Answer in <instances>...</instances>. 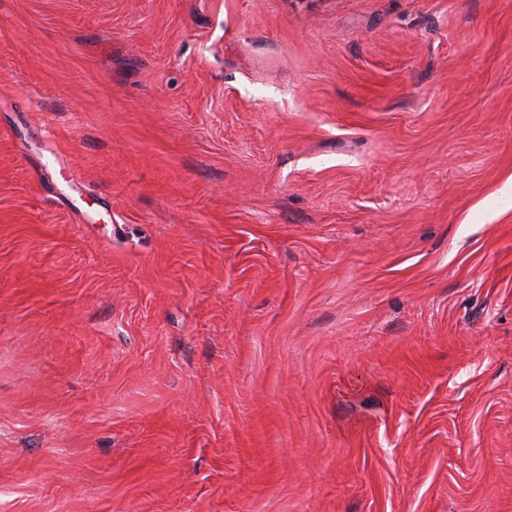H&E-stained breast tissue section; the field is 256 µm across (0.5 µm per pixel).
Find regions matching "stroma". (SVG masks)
Here are the masks:
<instances>
[{"label":"stroma","mask_w":512,"mask_h":512,"mask_svg":"<svg viewBox=\"0 0 512 512\" xmlns=\"http://www.w3.org/2000/svg\"><path fill=\"white\" fill-rule=\"evenodd\" d=\"M0 512H512V0H0Z\"/></svg>","instance_id":"1"}]
</instances>
